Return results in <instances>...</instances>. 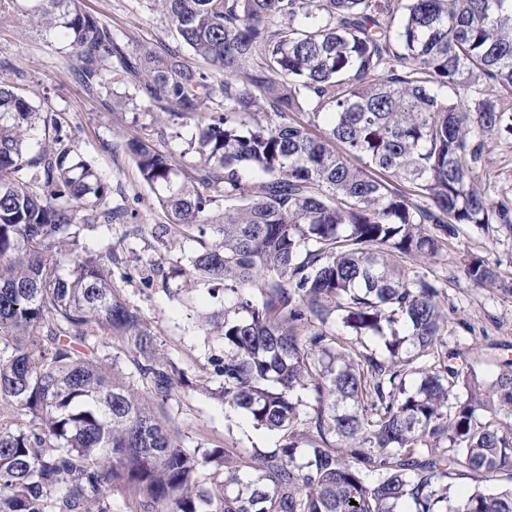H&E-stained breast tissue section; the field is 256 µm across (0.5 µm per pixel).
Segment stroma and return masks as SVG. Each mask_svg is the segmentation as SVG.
<instances>
[{"mask_svg": "<svg viewBox=\"0 0 512 512\" xmlns=\"http://www.w3.org/2000/svg\"><path fill=\"white\" fill-rule=\"evenodd\" d=\"M84 6L132 43L156 49L177 44L174 28L157 0H84ZM57 46L56 37L43 29L14 16H0V66L16 70L26 95L36 104L65 114L73 149L91 159L111 182L113 203L132 202L137 209L135 219L124 224L81 227L77 245L63 253L62 264L87 250L111 254L113 288L151 326L159 355L173 360L187 376V386L178 389L168 404L184 448L191 451L203 443L250 450L273 447L274 433L213 397L218 383L209 373L210 361L223 354L224 342L206 332L205 320L216 303L192 282L179 277L161 279L162 273L187 266L201 244L163 234L167 218L121 148L123 141L141 137L174 165L191 168L195 159L187 148L194 121L134 111L121 104L104 109L75 81V59L59 54ZM105 142L117 145V152L103 151ZM483 180L489 183L493 199L512 201V140H491ZM470 254L499 263L502 275L512 274V236L469 228L460 232L448 250L420 259L417 268L450 278L444 339L490 379L504 360L512 359V295L478 288L462 279L460 262Z\"/></svg>", "mask_w": 512, "mask_h": 512, "instance_id": "35a3bbf8", "label": "stroma"}]
</instances>
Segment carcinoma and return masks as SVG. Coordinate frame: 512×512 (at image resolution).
Masks as SVG:
<instances>
[{"mask_svg": "<svg viewBox=\"0 0 512 512\" xmlns=\"http://www.w3.org/2000/svg\"><path fill=\"white\" fill-rule=\"evenodd\" d=\"M159 2L178 41L162 54L82 0L0 14L56 32L104 108L129 82L132 107L196 120L191 173L124 147L165 231L209 237L184 273L224 296L213 396L278 440L183 448L166 410L183 372L103 257L57 260L129 206L0 72V512H112L115 495L129 512H512V490L448 487L512 472V362L490 381L459 364L446 278L410 265L463 225L512 236V203L480 185L489 140L512 136V0ZM460 272L512 295L480 257Z\"/></svg>", "mask_w": 512, "mask_h": 512, "instance_id": "1", "label": "carcinoma"}]
</instances>
